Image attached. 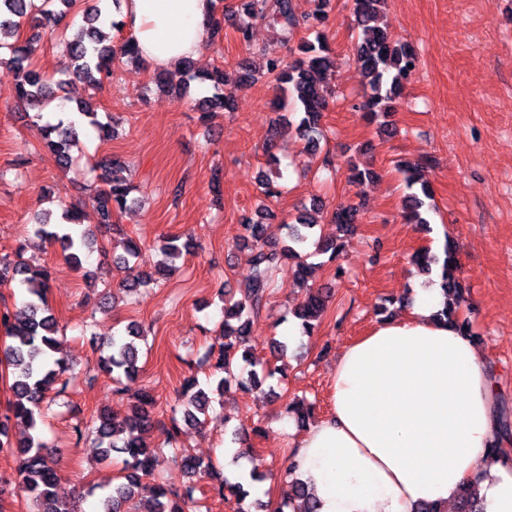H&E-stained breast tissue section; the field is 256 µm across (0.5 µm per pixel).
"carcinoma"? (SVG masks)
Here are the masks:
<instances>
[{"mask_svg":"<svg viewBox=\"0 0 512 512\" xmlns=\"http://www.w3.org/2000/svg\"><path fill=\"white\" fill-rule=\"evenodd\" d=\"M331 0H315L313 11L301 18L295 14L293 0H248L246 13L250 21L237 28L239 40L251 43L252 23L265 22L278 28L281 41L288 43L299 28L316 30V38L302 39L291 51L288 58L260 53L263 59L265 76L276 83L278 95L273 108L279 112L288 109V99L298 103L303 116L297 124V131L311 149L317 148L321 135V119L329 101L324 90L325 72L336 62L334 51L328 45L322 29L330 23ZM353 15L359 29L353 60L371 91L361 110L365 118L375 121L387 117L395 111L396 101L401 97L405 83L418 66L415 51L407 44L391 40L388 33L378 26L380 8L386 0H352ZM76 0H42L37 6L33 0H0V48L9 50V58H0V64L8 65L16 74V99L19 105L36 110L41 117L44 109L54 98V87L62 83L53 76L35 67V57L41 40L40 30L58 23ZM102 16L97 6L83 13L84 24L73 38L66 40L65 46L71 61V75L91 85L112 76L115 69L124 61H136L139 54L126 39L118 47L103 46L98 38L95 23ZM198 82V90L203 96L196 100L199 111L207 113L215 108H232V100L224 94L226 74L220 64L206 73L193 72L190 60H184L175 70L160 71L155 75L156 86L179 97L189 93L191 82ZM45 145L62 170L72 164L70 147L75 138V125L67 127L46 123L42 126ZM103 170L102 184L89 185L88 198L97 208L101 225L112 226V216L131 203L132 191L129 165L118 156H109L99 162ZM410 193L405 196L402 217L410 224H426L427 200L431 199V189L421 170L411 164L398 167ZM358 208L351 204H340L332 212L331 223L346 232L356 223ZM268 210L256 212L242 225L243 238L250 241L252 274L247 287L240 291V298L224 306V345L219 350L214 372L221 374L216 392L199 387L194 376L184 379L179 396L182 416L169 418V423L160 424L155 418L156 398L148 388L141 389L135 396L128 413L123 417L103 410L93 421L99 448V459L107 461L114 452L128 456L124 473L119 481L101 489L99 512H192L196 507L193 486L178 492L162 485L149 487V497L138 503L133 510L128 504L136 500L144 479L152 475L153 451L144 436L155 426L162 425L166 442L187 477L205 475L217 483V495L223 500H235L237 512H250L243 503L249 492L239 482H232L211 463L198 459L180 441L183 426L200 421L213 401V395H223L224 384L235 381L245 392L257 389L261 381L256 374L243 378L238 372L239 362L247 363L250 347L247 337L257 319L267 292L272 285L273 274L282 266L291 264V271L298 280H305L316 264L308 262L311 257L323 253L335 258L342 244L338 241H312L317 223L305 217L296 218L295 223L286 224L287 244L279 247L265 239V224ZM62 221L65 232L60 234L54 225L45 221L34 224V233L45 240L60 244L65 260L73 267L82 265L81 256L96 244L95 232L78 222V207L74 204L62 205ZM315 250L307 251L308 244ZM143 260L142 249L134 241H128L126 255L113 259V264L121 269L134 270L136 274L119 280L115 287L131 292L152 283L165 275L162 266L151 270L140 269ZM454 264L452 246H446V260L442 271V288L449 302L438 313L439 318L456 322L466 336H473L470 323L458 315L457 309L465 302L464 287L452 274ZM51 271L40 263L26 260L22 255L17 259L0 260V286L14 285L26 290L30 299L24 305L22 315L9 309H0V332L8 343L0 349V359L12 368V401L0 416V453L11 456L18 465V475L24 489L31 495L32 512H76L73 505L58 498L55 488L59 480L57 460L53 450L41 441L37 430L45 407L55 401V397L65 392L68 381L63 375L69 371L67 360L59 355V341L56 338L58 323L46 302V292L50 288ZM326 298L318 291L309 294L307 300L295 306L293 316L300 321L303 331L313 332L315 323L325 312ZM144 336L143 327L130 324L125 332L105 338L102 353L98 360L99 368L112 375L113 379L130 377L139 371V349L137 341ZM16 420L24 424L33 434L14 441L9 434L10 422ZM295 466L288 465L280 475V482L286 485V498L280 503L277 512L296 500H303L306 506L302 512H319L317 501L308 491L307 484L292 477ZM455 512H483L477 496L465 488L459 493Z\"/></svg>","mask_w":512,"mask_h":512,"instance_id":"obj_1","label":"carcinoma"}]
</instances>
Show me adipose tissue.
Instances as JSON below:
<instances>
[{"mask_svg": "<svg viewBox=\"0 0 512 512\" xmlns=\"http://www.w3.org/2000/svg\"><path fill=\"white\" fill-rule=\"evenodd\" d=\"M141 59L172 70L198 56L210 0H114ZM439 288L340 354L333 409L288 450L320 512H414L474 488L485 512H512V460L493 452L494 382L474 341L440 321Z\"/></svg>", "mask_w": 512, "mask_h": 512, "instance_id": "adipose-tissue-1", "label": "adipose tissue"}]
</instances>
